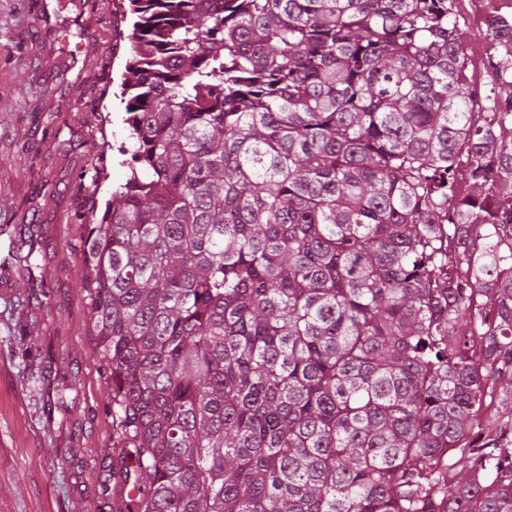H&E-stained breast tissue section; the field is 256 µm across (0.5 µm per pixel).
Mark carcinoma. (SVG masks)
<instances>
[{"label":"carcinoma","instance_id":"carcinoma-1","mask_svg":"<svg viewBox=\"0 0 512 512\" xmlns=\"http://www.w3.org/2000/svg\"><path fill=\"white\" fill-rule=\"evenodd\" d=\"M130 4L76 214L119 512H512V112L453 0ZM482 29L483 28L479 26L469 25L467 30V39L469 42L474 43L469 44L464 50L466 57L465 69L467 70L469 80L471 83L475 84H480L482 82L480 85H473L474 87H472L477 95V100L480 102L485 99L493 100L495 93L492 89L495 88L497 91L498 85L494 84L492 78L487 79L488 77H493L495 75V71H488L484 60L490 50H495L500 46L499 40L490 39L491 48L488 50L486 44L480 42L485 40L481 34Z\"/></svg>","mask_w":512,"mask_h":512}]
</instances>
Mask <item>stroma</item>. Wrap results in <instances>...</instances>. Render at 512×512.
<instances>
[{"mask_svg": "<svg viewBox=\"0 0 512 512\" xmlns=\"http://www.w3.org/2000/svg\"><path fill=\"white\" fill-rule=\"evenodd\" d=\"M0 0V225L33 226L44 291L22 266L0 269V512H112L111 378L79 281L84 228L124 184L132 149L121 82L129 57L116 23L129 0ZM38 113H31L30 105ZM102 158L97 194L81 175ZM64 373L75 409L50 411Z\"/></svg>", "mask_w": 512, "mask_h": 512, "instance_id": "stroma-1", "label": "stroma"}]
</instances>
